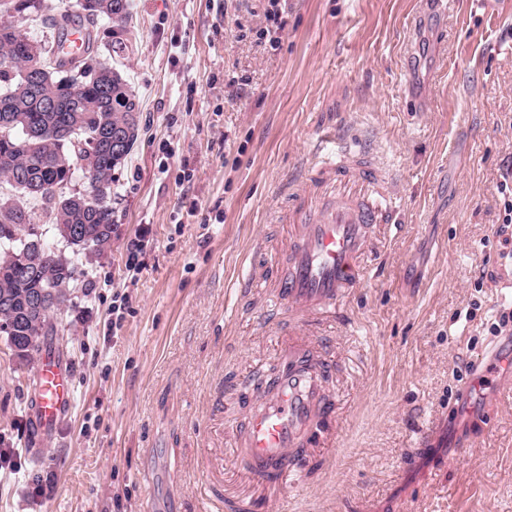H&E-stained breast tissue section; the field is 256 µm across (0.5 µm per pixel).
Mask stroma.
I'll list each match as a JSON object with an SVG mask.
<instances>
[{"label": "stroma", "mask_w": 512, "mask_h": 512, "mask_svg": "<svg viewBox=\"0 0 512 512\" xmlns=\"http://www.w3.org/2000/svg\"><path fill=\"white\" fill-rule=\"evenodd\" d=\"M277 46L259 30L272 7ZM111 58L139 100L115 172L107 257L56 319L73 398L25 449L38 361L0 335V512H198L202 492L258 495L229 435L243 378L288 339L237 287L281 184L319 131L369 134L405 222L325 341L333 447L264 512H512V370L491 308L512 306V0H133ZM237 79L227 85L226 75ZM140 245L137 268L129 250ZM479 303L471 320L457 311ZM53 474L41 496L36 478Z\"/></svg>", "instance_id": "35a3bbf8"}]
</instances>
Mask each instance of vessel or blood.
I'll return each mask as SVG.
<instances>
[{
    "label": "vessel or blood",
    "mask_w": 512,
    "mask_h": 512,
    "mask_svg": "<svg viewBox=\"0 0 512 512\" xmlns=\"http://www.w3.org/2000/svg\"><path fill=\"white\" fill-rule=\"evenodd\" d=\"M307 186L288 191L287 208L273 211L287 227L278 251L266 240L263 263L250 264L239 282L245 295L262 296L288 321V340L275 373L246 383V413L230 442L236 464L268 492L299 481L322 448L336 438L337 401L329 382L336 364L318 339L343 313L373 267V257L393 226L403 221L394 175L366 141L326 131L314 144ZM70 399V370L52 354L40 364L33 397V424L43 433ZM203 512H257L251 499L214 502Z\"/></svg>",
    "instance_id": "obj_1"
}]
</instances>
